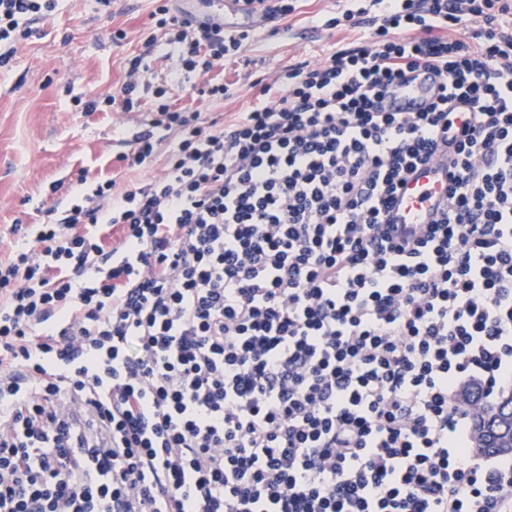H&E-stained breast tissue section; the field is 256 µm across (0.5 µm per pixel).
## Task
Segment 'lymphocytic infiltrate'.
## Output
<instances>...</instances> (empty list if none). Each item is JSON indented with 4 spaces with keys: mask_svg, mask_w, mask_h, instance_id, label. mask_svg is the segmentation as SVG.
I'll use <instances>...</instances> for the list:
<instances>
[{
    "mask_svg": "<svg viewBox=\"0 0 512 512\" xmlns=\"http://www.w3.org/2000/svg\"><path fill=\"white\" fill-rule=\"evenodd\" d=\"M55 7L0 0V68ZM158 24L177 84L243 41ZM328 25L364 34L227 126L159 105L119 160L180 130L161 176L106 180L0 263V512H512L458 400L512 390V0H346ZM414 72L438 95L387 110ZM438 159L444 209L397 232ZM448 171L434 164L418 170L402 185L390 210V224H429L445 198Z\"/></svg>",
    "mask_w": 512,
    "mask_h": 512,
    "instance_id": "obj_1",
    "label": "lymphocytic infiltrate"
}]
</instances>
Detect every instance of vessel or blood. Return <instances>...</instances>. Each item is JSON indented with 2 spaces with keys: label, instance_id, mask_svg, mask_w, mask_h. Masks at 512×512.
<instances>
[{
  "label": "vessel or blood",
  "instance_id": "b4317fda",
  "mask_svg": "<svg viewBox=\"0 0 512 512\" xmlns=\"http://www.w3.org/2000/svg\"><path fill=\"white\" fill-rule=\"evenodd\" d=\"M433 94L431 82L417 79L391 88L384 104L394 112H416ZM447 169L429 165L411 175L402 185L390 210L393 224H428L435 219L437 206L445 197Z\"/></svg>",
  "mask_w": 512,
  "mask_h": 512
}]
</instances>
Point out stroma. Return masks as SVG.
Masks as SVG:
<instances>
[{"label":"stroma","mask_w":512,"mask_h":512,"mask_svg":"<svg viewBox=\"0 0 512 512\" xmlns=\"http://www.w3.org/2000/svg\"><path fill=\"white\" fill-rule=\"evenodd\" d=\"M287 16L254 12L238 53L215 66L213 80L229 85L228 96L212 99L167 86L176 58L164 46L170 32L154 16L173 7L205 16L216 11L207 0H58L49 16L33 23L20 40L11 68L0 70V261L22 245L18 224H50L99 182L112 179L114 194L147 183L162 173L180 141L178 131L158 145L144 169H125L119 155L126 139L154 117L155 98L145 94L139 108L84 112L79 104L118 89L129 59L145 55L154 86L166 87L164 102L198 113L201 125L228 124L249 111L267 86H277L289 65L324 60L336 47L356 41L361 29L328 28L340 0H294Z\"/></svg>","instance_id":"35a3bbf8"}]
</instances>
